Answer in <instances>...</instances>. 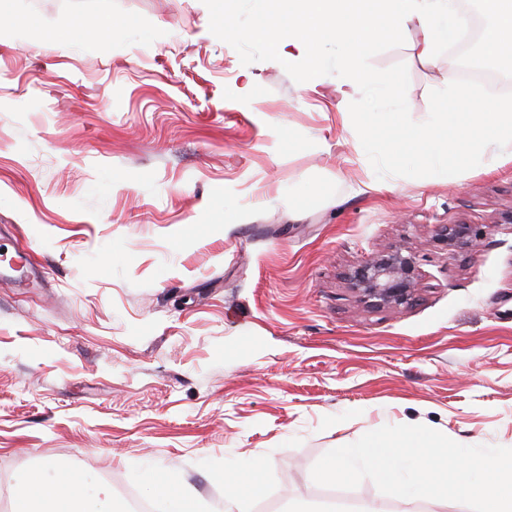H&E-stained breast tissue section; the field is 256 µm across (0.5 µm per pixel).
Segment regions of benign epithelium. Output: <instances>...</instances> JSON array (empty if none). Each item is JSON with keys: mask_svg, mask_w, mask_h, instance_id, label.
I'll return each instance as SVG.
<instances>
[{"mask_svg": "<svg viewBox=\"0 0 512 512\" xmlns=\"http://www.w3.org/2000/svg\"><path fill=\"white\" fill-rule=\"evenodd\" d=\"M487 231L472 224H440L432 236L451 252H467L478 246ZM417 268L412 252L401 248L375 254L352 267L348 281L358 300L371 308L397 309L417 297Z\"/></svg>", "mask_w": 512, "mask_h": 512, "instance_id": "obj_1", "label": "benign epithelium"}]
</instances>
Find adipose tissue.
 Instances as JSON below:
<instances>
[{"label":"adipose tissue","instance_id":"1","mask_svg":"<svg viewBox=\"0 0 512 512\" xmlns=\"http://www.w3.org/2000/svg\"><path fill=\"white\" fill-rule=\"evenodd\" d=\"M490 22L481 53L491 63L512 59V0H485ZM462 19L459 0H264L262 18L253 31L272 47H287L288 60L305 80L317 77L322 60L311 44L332 37L341 70L349 83L365 84V50L375 40L405 43L410 30L423 39L420 55L432 58L437 48L455 36ZM16 512H112L105 488L72 492L66 483L21 478L12 490Z\"/></svg>","mask_w":512,"mask_h":512}]
</instances>
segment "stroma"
Returning a JSON list of instances; mask_svg holds the SVG:
<instances>
[{
  "label": "stroma",
  "instance_id": "stroma-1",
  "mask_svg": "<svg viewBox=\"0 0 512 512\" xmlns=\"http://www.w3.org/2000/svg\"><path fill=\"white\" fill-rule=\"evenodd\" d=\"M214 31L222 0H14L0 37V479L49 470L117 512H162L172 479L225 512V471H259L244 512H468L371 480L317 485L326 452L385 425L512 448V160L453 183L377 178L334 45L303 83L285 52ZM119 17L89 39L82 21ZM420 31L375 55L408 67L413 120L457 79ZM486 224L469 257L436 225ZM417 253L419 299L370 309L344 273Z\"/></svg>",
  "mask_w": 512,
  "mask_h": 512
}]
</instances>
